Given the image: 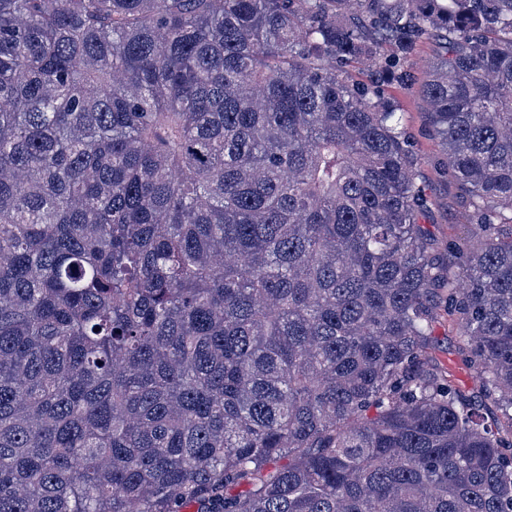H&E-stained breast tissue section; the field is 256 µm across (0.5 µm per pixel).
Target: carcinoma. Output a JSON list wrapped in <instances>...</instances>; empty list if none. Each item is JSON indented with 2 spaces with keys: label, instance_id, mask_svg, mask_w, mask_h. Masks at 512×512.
<instances>
[{
  "label": "carcinoma",
  "instance_id": "cac0c4a2",
  "mask_svg": "<svg viewBox=\"0 0 512 512\" xmlns=\"http://www.w3.org/2000/svg\"><path fill=\"white\" fill-rule=\"evenodd\" d=\"M433 34L452 272L339 69ZM187 508L512 512V0H0V512ZM427 352L432 365L452 371L457 386L482 397V385L475 378L473 370L463 361L462 341L443 311H438Z\"/></svg>",
  "mask_w": 512,
  "mask_h": 512
}]
</instances>
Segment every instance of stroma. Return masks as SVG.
<instances>
[{"mask_svg":"<svg viewBox=\"0 0 512 512\" xmlns=\"http://www.w3.org/2000/svg\"><path fill=\"white\" fill-rule=\"evenodd\" d=\"M435 52L434 37L418 42L410 52L405 68L409 80L405 85L389 84L386 95L400 105L402 123L411 144L421 188L428 200V210L422 219L434 244V255L445 267H452L454 251L467 240L473 227L464 204V193L448 170L440 140L422 92L427 78V66ZM432 365L452 371L457 386L481 394L482 385L473 370L465 363L462 341L446 314H439L427 349Z\"/></svg>","mask_w":512,"mask_h":512,"instance_id":"obj_1","label":"stroma"}]
</instances>
